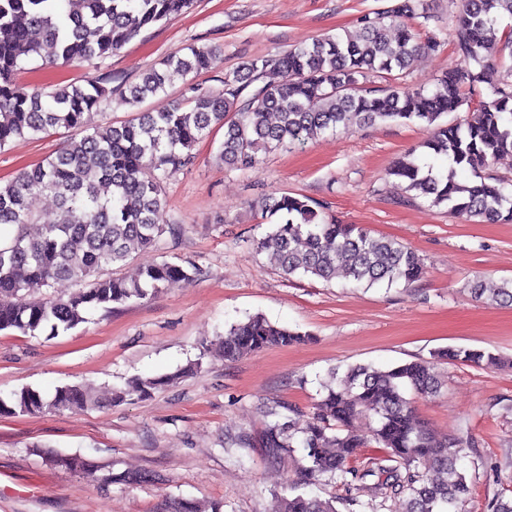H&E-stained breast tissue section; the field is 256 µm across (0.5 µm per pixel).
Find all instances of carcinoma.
<instances>
[{
	"label": "carcinoma",
	"instance_id": "1",
	"mask_svg": "<svg viewBox=\"0 0 512 512\" xmlns=\"http://www.w3.org/2000/svg\"><path fill=\"white\" fill-rule=\"evenodd\" d=\"M194 0H0V148L16 137H36L64 128L75 137L64 150L45 158L11 181L0 184V226L14 234L0 245V330L25 335L77 327L92 309L112 311V305L147 299L162 288L201 273L163 262L115 277L114 266L129 264L134 247L153 248L165 235L175 240L180 224L161 223L170 176L192 164V150L215 130H224L219 159L247 168L257 153L296 148L341 124L371 125L390 120L419 121L432 128L425 142L447 168L407 158L391 175L405 182V191L434 205L482 222L512 223V192L486 181L483 170L503 155H512V32L499 19L512 17V0H460L452 44L460 65L445 72L430 93L409 90L398 74L423 48L412 21L427 18L423 0H400L391 9L362 19L355 37L331 35L285 54L246 62L224 77L223 87H188V102L166 112H138L119 124L88 132L84 114L106 100L111 77H92L83 84L51 90L16 86L15 72L41 56L37 30L58 48L65 64L103 59L120 51L144 30L181 14ZM211 50L189 45L171 53L160 67L146 70L140 82L127 88L126 102L135 108L149 96L165 91L169 76H188L208 68ZM282 73L278 83L253 91L269 69ZM373 75L386 86L373 89L362 79ZM487 94H482V91ZM467 107L465 122L443 117ZM276 115V121L269 120ZM52 195L58 218L40 223L33 201ZM263 211L280 215L257 248L284 274H300L325 282L336 273L356 286L406 287L425 274L423 260L411 249L375 237L356 224H338L305 196L282 194L265 198ZM30 224L38 231H27ZM70 281L81 289L63 297L43 289ZM477 300L512 306V280L487 292L482 282L469 285ZM306 335L254 315L230 326L222 338L224 357L273 345L287 346ZM494 368L501 357L485 350L448 348L433 355ZM200 368L191 363L165 377H137L110 394L120 403L136 395L146 398L161 384ZM444 381L432 361L417 360L387 370L372 366L334 368L314 411L286 407L266 410L273 418L262 444L276 456L286 448L306 451L302 482L323 476L336 479L347 493L360 479L378 473L394 512H463L470 493L459 462L475 448L469 433L440 437L416 415L414 396H436ZM101 398L77 385L56 389L51 397L23 389L11 399L0 398V416L17 413L78 412L97 406ZM373 424L376 444L389 450L396 465L379 462L362 472L350 466L364 445L355 423ZM52 464L85 477L92 476L78 457L52 456ZM282 499V512H337L331 502L297 492Z\"/></svg>",
	"mask_w": 512,
	"mask_h": 512
}]
</instances>
